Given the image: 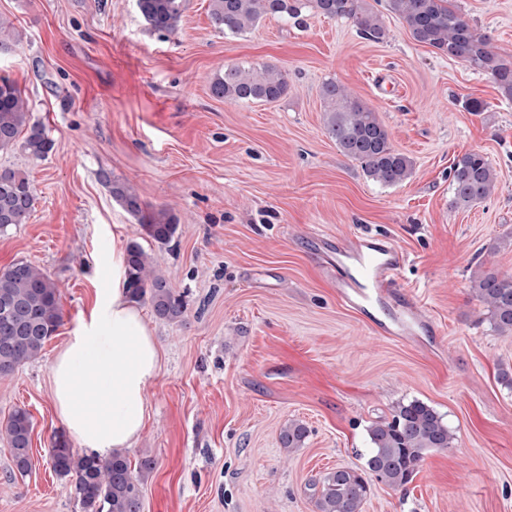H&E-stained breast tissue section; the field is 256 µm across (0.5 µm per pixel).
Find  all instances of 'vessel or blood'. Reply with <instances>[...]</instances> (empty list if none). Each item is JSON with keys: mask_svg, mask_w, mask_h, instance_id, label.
Masks as SVG:
<instances>
[{"mask_svg": "<svg viewBox=\"0 0 512 512\" xmlns=\"http://www.w3.org/2000/svg\"><path fill=\"white\" fill-rule=\"evenodd\" d=\"M333 254L342 303L364 315L378 335L410 337L428 328L424 311L397 288L402 255L387 240L340 237Z\"/></svg>", "mask_w": 512, "mask_h": 512, "instance_id": "b4317fda", "label": "vessel or blood"}]
</instances>
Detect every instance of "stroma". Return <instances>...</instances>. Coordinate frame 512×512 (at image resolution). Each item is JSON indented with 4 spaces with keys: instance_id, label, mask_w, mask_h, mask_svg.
<instances>
[{
    "instance_id": "stroma-1",
    "label": "stroma",
    "mask_w": 512,
    "mask_h": 512,
    "mask_svg": "<svg viewBox=\"0 0 512 512\" xmlns=\"http://www.w3.org/2000/svg\"><path fill=\"white\" fill-rule=\"evenodd\" d=\"M512 57V0H455ZM19 42L0 51L52 150L0 152L36 200L25 223L0 232V268L22 260L55 279L63 320L41 355L0 378V422L33 420L32 470L10 477L0 439V512H78L49 462L55 413L50 367L70 332L112 285V250L140 239L152 269L182 295L179 321L141 309L161 351L149 416L130 460L156 468L143 512H314L311 482L361 468L368 430L412 400L431 405L456 436L428 452L412 482H373L364 512H512V333L496 331L474 297V271L512 276V102L469 64L416 42L384 13L389 38H362L343 18L303 26L262 20L224 34L208 0H189L176 33L153 31L136 0H0ZM246 63L288 74L287 96L249 104L214 98L215 74ZM333 79L365 100L410 178L384 186L339 151L324 126L320 88ZM485 103L482 112L469 101ZM485 154L498 173L479 205L452 203L457 155ZM128 182L145 211L179 224L165 246L112 199ZM386 237L404 256L397 282L431 327L407 339L369 334L336 291L316 233ZM298 420L302 448L280 433ZM307 434V427L303 423L299 421L290 422L288 427L280 433V443L282 448L287 451L300 448L304 443Z\"/></svg>"
}]
</instances>
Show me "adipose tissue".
I'll return each instance as SVG.
<instances>
[{
  "instance_id": "adipose-tissue-1",
  "label": "adipose tissue",
  "mask_w": 512,
  "mask_h": 512,
  "mask_svg": "<svg viewBox=\"0 0 512 512\" xmlns=\"http://www.w3.org/2000/svg\"><path fill=\"white\" fill-rule=\"evenodd\" d=\"M159 369L153 330L127 294L124 257L113 256L111 287L100 289L52 362L55 411L86 454L110 458L143 429Z\"/></svg>"
}]
</instances>
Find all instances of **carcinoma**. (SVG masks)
<instances>
[{"instance_id":"cac0c4a2","label":"carcinoma","mask_w":512,"mask_h":512,"mask_svg":"<svg viewBox=\"0 0 512 512\" xmlns=\"http://www.w3.org/2000/svg\"><path fill=\"white\" fill-rule=\"evenodd\" d=\"M387 10L399 16L412 38L488 75L500 96L512 100V59L489 47L477 27L463 20L451 0H387ZM138 12L151 29L177 30L187 0H136ZM209 17L224 34L238 35L254 28L261 19H301L313 12L324 17L347 18L365 39L381 43L389 36L380 13L366 0H209ZM211 94L235 103L276 102L288 93V76L269 64L236 66L214 77ZM321 98L327 112L326 133L347 157L360 163L375 182L393 186L411 174L412 161L391 144L389 133L377 113L362 99L348 93L333 79L322 84ZM23 141H18L20 134ZM36 158L52 148L45 127L31 121L30 110L17 84L0 76V150L16 145ZM454 204L468 208L488 199L497 188V174L488 158L478 151L454 159L450 168ZM112 198L154 242L167 245L178 232L177 219L165 210L143 214L133 188L111 181ZM35 201L27 175L0 167V231L26 222ZM128 290L132 301L147 300L155 315L175 321L184 304L166 279L150 269L148 254L133 239L126 246ZM473 295L485 305L494 328L512 333V276L488 271L477 275ZM62 321L59 284L45 271L17 261L0 269V377L13 374L36 359ZM33 421L24 409L14 410L0 425L11 450L12 471L27 474L31 467ZM307 427L292 421L280 433L282 448L292 451L304 443ZM371 443L365 466L355 470L338 467L324 474L315 491L317 512H363L370 480L400 488L410 483L426 453L451 448L455 440L441 415L429 404L413 400L399 405L389 421L369 428ZM51 466L57 477L75 478L74 496L80 512H142V485L156 467L150 457L132 465L125 454L107 460L78 455L59 437L53 446Z\"/></svg>"}]
</instances>
